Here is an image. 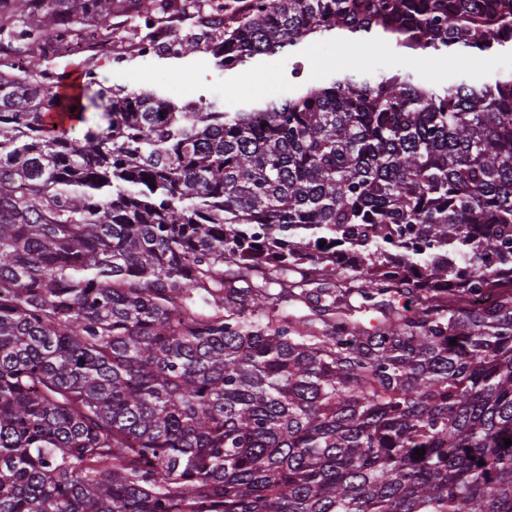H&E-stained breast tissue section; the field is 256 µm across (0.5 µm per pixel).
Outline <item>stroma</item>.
<instances>
[{
  "label": "stroma",
  "mask_w": 512,
  "mask_h": 512,
  "mask_svg": "<svg viewBox=\"0 0 512 512\" xmlns=\"http://www.w3.org/2000/svg\"><path fill=\"white\" fill-rule=\"evenodd\" d=\"M351 73H384L411 69L423 83H443L457 75L481 81L490 72L512 69V55L492 56L485 70H475L467 56L451 52L445 55L399 53L389 40L374 38L365 43L316 38L293 55L279 54L223 73L214 68L205 53L179 63L155 60L144 64L131 62L122 67L105 64L98 70L103 85L119 86L128 92L157 88L168 97L187 99H224L225 103L284 97L300 84L323 81L329 69Z\"/></svg>",
  "instance_id": "obj_1"
}]
</instances>
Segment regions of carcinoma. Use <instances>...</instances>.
<instances>
[{
  "mask_svg": "<svg viewBox=\"0 0 512 512\" xmlns=\"http://www.w3.org/2000/svg\"><path fill=\"white\" fill-rule=\"evenodd\" d=\"M208 2L0 0V512H512V71L228 108L88 63L106 126L47 123L114 16L225 73L512 52V0Z\"/></svg>",
  "mask_w": 512,
  "mask_h": 512,
  "instance_id": "obj_1",
  "label": "carcinoma"
}]
</instances>
